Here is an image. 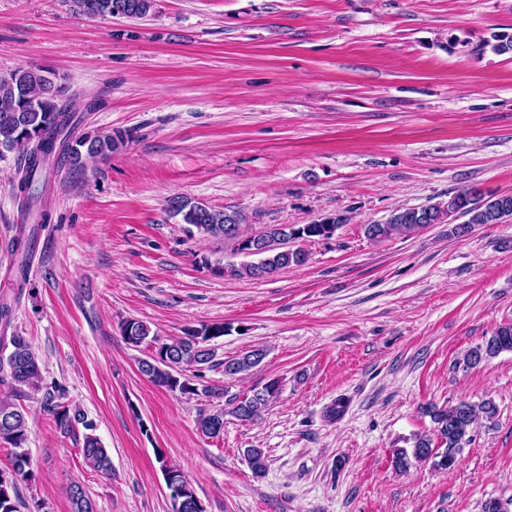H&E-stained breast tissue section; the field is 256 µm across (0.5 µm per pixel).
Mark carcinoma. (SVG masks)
I'll return each instance as SVG.
<instances>
[{
	"instance_id": "1",
	"label": "carcinoma",
	"mask_w": 512,
	"mask_h": 512,
	"mask_svg": "<svg viewBox=\"0 0 512 512\" xmlns=\"http://www.w3.org/2000/svg\"><path fill=\"white\" fill-rule=\"evenodd\" d=\"M73 11L84 18H107L117 15L144 18L154 8L155 0H70ZM491 50L503 55L512 52V34L495 33L486 42ZM75 128L69 87L63 75L52 68H18L0 77V160L16 152L24 157L14 184L16 194L26 205L35 203L34 185L48 169L50 162L65 159L74 169H80L88 159L107 160L112 153L132 139L126 130L85 132L73 136ZM168 211L173 217L188 225V232L203 237L227 239L237 242L236 251L251 261L239 266L227 263L217 266L223 275L265 279L289 266L306 263L308 254L299 243L330 240L347 222L344 215L325 217L312 224H268L264 230L246 234L242 231L244 217L237 210H217L203 202L184 196L168 200ZM456 214L466 221L454 228V234L464 235L473 224H502L512 219V194H483L476 189H463L448 195V199L418 207L396 210L383 224L363 225L364 236L374 242L383 241L396 232L413 234L428 224H442ZM36 228L26 224L15 225L11 252L16 257V281H27L32 244ZM16 297L0 294V329L11 326ZM126 344L138 348L145 345L159 354V358L138 360L139 371L155 385L187 398L204 396L221 399L222 389L200 382L202 371L214 366L215 348L211 342L224 336L222 324H202L187 328L183 335L170 339L159 338L149 325L139 320H126L119 326ZM503 351H512V324L499 327L483 345L467 354V362L477 365ZM263 359L259 349L222 362L228 376L249 372ZM27 388L29 397L43 389L40 360L26 337L18 332L0 336V446L10 449V464L0 468V512H20L18 484L34 480L32 459L27 449L30 424L29 414L21 409L18 398L21 388ZM279 381L272 379L261 388L233 404L231 413L241 421L258 418L277 398ZM44 412L51 415L63 434H70L81 425L88 433L83 436L81 454L95 471L112 474V461L100 439L93 433L92 424L85 420L76 405L61 403L54 396L40 401ZM435 424L438 447L426 435L414 438L410 448H396L393 466L400 472L413 464L432 461L435 468L448 470L458 464L464 445L471 441L476 420L483 416L492 419L497 414L496 405L483 402L478 405L460 401L444 407L428 405L423 409ZM201 433L209 438L224 431V408H215L201 416L198 422ZM246 456L257 476L266 472L265 453L260 448H249ZM158 460L165 474L179 485V495L174 503L175 512H204L192 484L177 468L170 467L163 455ZM72 512H95V502L84 489L75 485L70 490Z\"/></svg>"
}]
</instances>
